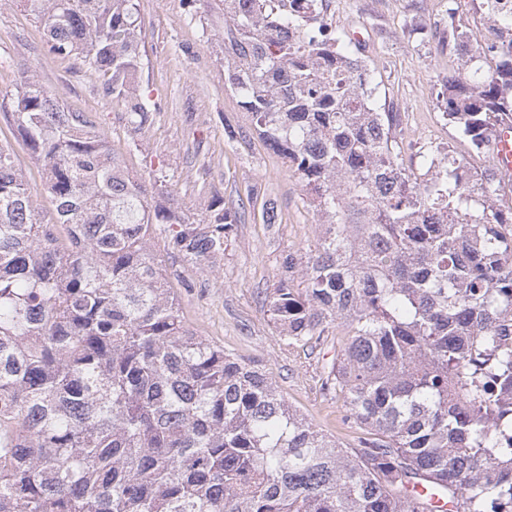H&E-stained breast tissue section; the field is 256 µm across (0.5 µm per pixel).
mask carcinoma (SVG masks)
Returning <instances> with one entry per match:
<instances>
[{
	"label": "carcinoma",
	"mask_w": 512,
	"mask_h": 512,
	"mask_svg": "<svg viewBox=\"0 0 512 512\" xmlns=\"http://www.w3.org/2000/svg\"><path fill=\"white\" fill-rule=\"evenodd\" d=\"M22 2L133 132L151 123L133 0ZM329 6L224 0V58L321 216L269 312L296 348L344 328L324 386L359 448L186 325L155 246L212 264L239 211L196 222L149 199L89 116L25 76L14 121L56 220L38 222L0 145V512H512V205L493 171L438 149L404 166L399 113ZM482 6L500 39L476 45L452 6L430 33L460 60L443 116L478 150L512 118V8Z\"/></svg>",
	"instance_id": "1"
}]
</instances>
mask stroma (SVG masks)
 <instances>
[{
    "label": "stroma",
    "instance_id": "1",
    "mask_svg": "<svg viewBox=\"0 0 512 512\" xmlns=\"http://www.w3.org/2000/svg\"><path fill=\"white\" fill-rule=\"evenodd\" d=\"M135 4L140 91L156 108L149 127L132 132L121 104L105 96L99 73L48 52L43 26L20 0H0V96L14 93L23 76H34L64 106L91 116L122 165L145 187L165 179L174 205L190 220L205 217L215 202L234 207L246 200L241 222L214 266L197 268L174 249L160 250L186 324L225 353L265 369L289 406L342 447L355 449L360 429L323 386L324 362L339 349L340 337H328L317 353L307 354L285 344L268 311L267 296L287 275L285 257L302 256L314 244L319 218L226 81L224 0ZM447 9L448 0H332L331 18L337 35H360L378 99L400 112L405 162L419 163L437 147L490 169L492 153L477 152L444 119L437 101L441 81L458 68V59L414 32L417 25L442 22ZM9 110L0 106V144L13 148L41 221L53 223L55 207L45 180L17 139ZM269 199L278 205L273 224L262 220Z\"/></svg>",
    "mask_w": 512,
    "mask_h": 512
}]
</instances>
